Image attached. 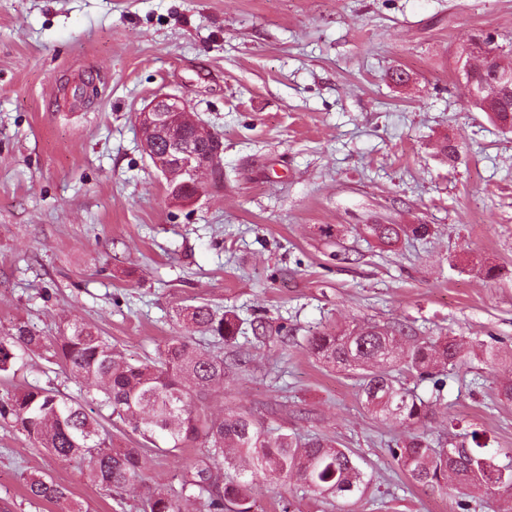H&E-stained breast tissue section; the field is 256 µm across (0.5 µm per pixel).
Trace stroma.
<instances>
[{"label":"stroma","instance_id":"stroma-1","mask_svg":"<svg viewBox=\"0 0 512 512\" xmlns=\"http://www.w3.org/2000/svg\"><path fill=\"white\" fill-rule=\"evenodd\" d=\"M479 33L512 38V0H0V333L58 336L77 318L135 363L180 333L179 307L232 310L243 332L201 415L235 408L353 448L371 479L357 512H453L391 456L405 428L374 419L355 377L307 340L397 322L497 348L449 370L442 393L416 389L442 397L430 436L453 437L455 419L512 462V403L497 394L512 377V131L471 106L457 70ZM90 74L97 96L73 101ZM162 94L224 143L222 180L189 203L139 141L136 117ZM371 224L402 233L384 244ZM28 385L78 393L34 356L0 398ZM200 453L153 458L147 485L177 486ZM33 471L90 512H141V493L108 496L0 421V512H57L27 497ZM284 496L292 512L331 510L268 482L254 512Z\"/></svg>","mask_w":512,"mask_h":512}]
</instances>
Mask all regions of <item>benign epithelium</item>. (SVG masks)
Returning a JSON list of instances; mask_svg holds the SVG:
<instances>
[{"instance_id": "1", "label": "benign epithelium", "mask_w": 512, "mask_h": 512, "mask_svg": "<svg viewBox=\"0 0 512 512\" xmlns=\"http://www.w3.org/2000/svg\"><path fill=\"white\" fill-rule=\"evenodd\" d=\"M494 40L474 37L466 54L496 70L488 85L476 84L478 74L469 72L472 98L483 97L489 104L512 87V72L496 66L499 50ZM143 150L172 189L171 196L190 202L197 196L200 176L219 167L223 142L201 118L191 115L185 103L172 95H161L138 113Z\"/></svg>"}]
</instances>
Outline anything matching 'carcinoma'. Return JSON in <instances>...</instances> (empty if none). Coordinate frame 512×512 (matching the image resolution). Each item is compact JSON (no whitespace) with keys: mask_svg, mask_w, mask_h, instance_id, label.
Instances as JSON below:
<instances>
[{"mask_svg":"<svg viewBox=\"0 0 512 512\" xmlns=\"http://www.w3.org/2000/svg\"><path fill=\"white\" fill-rule=\"evenodd\" d=\"M494 119L512 127V97L492 105ZM371 234L391 244L400 228L375 224ZM187 331L234 344L242 328L236 316L217 314L209 305H189L177 313ZM310 352L324 365L357 376L364 408L376 419L401 424L413 433L391 449L398 466L414 484L445 489L456 484L455 504L470 512L471 502L492 498L497 512H512V465L499 466L482 452L483 433L473 429L459 442L444 445L421 431L434 402L408 387L404 374L430 379L441 391L448 367L462 362L463 346L455 337L418 340L399 324L357 326L342 335L322 333L308 340ZM33 353H47L79 387L95 389L100 410L120 420L134 446L118 448L103 424L81 398L29 386L0 400V418L19 427L36 448L80 469L94 486L122 492L140 486L152 454H173L194 443L201 459L182 476L180 488L154 489L142 500V512H252L255 495L268 480L294 479L318 498L362 499L370 480L355 453L320 436H302L272 428L252 415L227 409L204 418L195 403L224 384L228 366L221 352H204L192 340L173 336L154 363L135 364L112 347L95 328L80 320L61 336H40L16 323L0 334V374L6 375ZM27 496L62 506L63 512H86L70 489L50 474L24 478Z\"/></svg>","mask_w":512,"mask_h":512,"instance_id":"carcinoma-1","label":"carcinoma"}]
</instances>
